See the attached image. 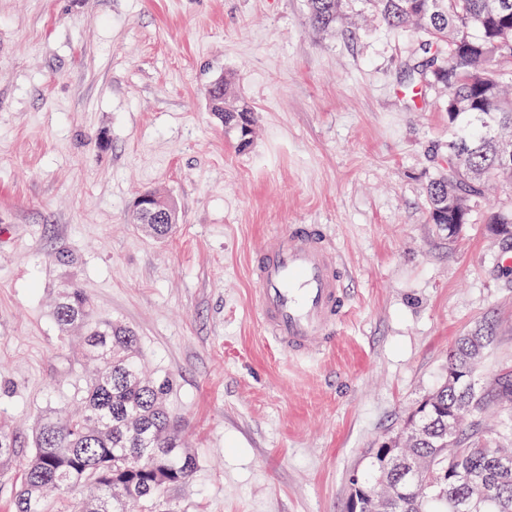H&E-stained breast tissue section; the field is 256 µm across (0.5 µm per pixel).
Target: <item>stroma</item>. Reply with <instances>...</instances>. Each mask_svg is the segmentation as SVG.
<instances>
[{
  "label": "stroma",
  "mask_w": 512,
  "mask_h": 512,
  "mask_svg": "<svg viewBox=\"0 0 512 512\" xmlns=\"http://www.w3.org/2000/svg\"><path fill=\"white\" fill-rule=\"evenodd\" d=\"M414 49L364 0L329 30L306 0H0V417L29 440L77 405L88 366L52 317L70 282L173 380L198 459L180 512H346L458 336L492 327L481 372L512 370L505 243L427 220L448 114L412 95ZM222 77L258 113L244 152L209 110ZM147 190L176 207L167 241L133 221ZM291 224L326 225L349 271L313 357L273 346L250 276Z\"/></svg>",
  "instance_id": "obj_1"
}]
</instances>
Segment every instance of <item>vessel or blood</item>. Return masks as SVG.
<instances>
[{
    "instance_id": "b4317fda",
    "label": "vessel or blood",
    "mask_w": 512,
    "mask_h": 512,
    "mask_svg": "<svg viewBox=\"0 0 512 512\" xmlns=\"http://www.w3.org/2000/svg\"><path fill=\"white\" fill-rule=\"evenodd\" d=\"M258 314L278 348L302 357L330 346L348 312L346 269L318 224L273 233L251 260Z\"/></svg>"
}]
</instances>
